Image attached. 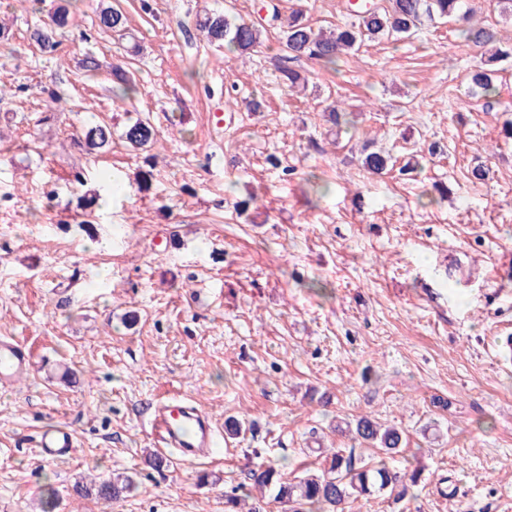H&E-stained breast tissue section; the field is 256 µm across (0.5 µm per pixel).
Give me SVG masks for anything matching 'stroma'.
<instances>
[{"label": "stroma", "instance_id": "35a3bbf8", "mask_svg": "<svg viewBox=\"0 0 512 512\" xmlns=\"http://www.w3.org/2000/svg\"><path fill=\"white\" fill-rule=\"evenodd\" d=\"M56 3L0 0L14 33L0 45V336L31 353L27 375L0 385V512H41L49 495L52 512H224L255 454L289 477L335 448L377 461L334 430L362 416L404 429L392 464L422 477L404 500L376 494L350 512H512V368L494 353L512 332V60L497 66L498 97L473 99L481 49L455 22H427L334 70L299 62L306 85L291 88L276 30L231 58L197 15L255 20L273 3L326 28L350 20L349 0H71L74 24L44 55L30 35ZM104 3L135 41L98 28ZM119 60L136 82L125 102ZM140 116L157 131L148 152L121 137ZM95 121L112 146L92 157ZM367 142L392 156L387 174L362 168ZM478 165L485 181L470 178ZM314 177L330 185L316 201ZM108 181L121 193L85 222L79 196ZM167 393L209 413L214 462H148ZM230 416L249 430L226 437ZM59 423L76 454L41 460L36 436ZM123 476L120 500L93 494ZM112 82L118 84L116 90H113L114 96L120 100L129 98L136 91L135 84L131 80L128 72L120 63H113L111 69ZM112 142V127L95 122L88 126L84 133V144L88 154L98 155L103 149Z\"/></svg>", "mask_w": 512, "mask_h": 512}]
</instances>
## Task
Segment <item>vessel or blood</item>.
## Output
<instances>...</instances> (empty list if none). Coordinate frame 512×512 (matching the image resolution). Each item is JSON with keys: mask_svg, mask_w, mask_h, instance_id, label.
<instances>
[{"mask_svg": "<svg viewBox=\"0 0 512 512\" xmlns=\"http://www.w3.org/2000/svg\"><path fill=\"white\" fill-rule=\"evenodd\" d=\"M29 350L15 340H0V383L12 382L28 371ZM159 451L176 450L183 462L212 458L215 428L211 417L197 404L173 395L160 401L151 423ZM39 455L48 461L72 457L76 452L74 434L69 426L58 424L43 429L37 441Z\"/></svg>", "mask_w": 512, "mask_h": 512, "instance_id": "b4317fda", "label": "vessel or blood"}]
</instances>
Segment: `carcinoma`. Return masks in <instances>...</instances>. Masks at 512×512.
Wrapping results in <instances>:
<instances>
[{
	"instance_id": "carcinoma-1",
	"label": "carcinoma",
	"mask_w": 512,
	"mask_h": 512,
	"mask_svg": "<svg viewBox=\"0 0 512 512\" xmlns=\"http://www.w3.org/2000/svg\"><path fill=\"white\" fill-rule=\"evenodd\" d=\"M456 16L469 19L470 9L466 0H386L382 7L372 6L357 14V20L330 30L315 29L297 13L282 18L278 8H273L267 17L246 20L227 13L210 12L197 19V29L205 34L208 43L223 44L238 55H250L261 46L262 31L273 27L279 30L284 54L281 74L293 85L300 81L299 72L289 63L302 58L315 60L324 66H334L342 54L361 46L367 40L386 39L398 41L414 34L422 20H445ZM72 17L66 4H59L51 16L50 30H34L32 38L42 54L54 53L58 46L57 32L70 28ZM98 26L119 36L126 35L127 19L123 12L112 6L100 10ZM464 42L485 47L497 41L496 33L490 28L471 25L462 29ZM512 58V43L495 48L494 52L468 73L472 87L481 90L487 97L497 92L488 65ZM112 82L117 84L114 96L120 100L130 97L136 91L135 84L120 63L112 64ZM125 142L135 149H144L156 141V132L150 120L138 118L129 123L123 133ZM112 142V127L95 122L84 133V144L88 154H98ZM390 157L378 152L367 154L364 168L372 174L387 170ZM348 431L359 444H367L384 451L373 466H359L353 455L345 454L338 448L325 457L321 466L307 470L299 477L284 476L276 461L267 459L253 465L245 475L244 488L250 486L260 492V498L251 504L250 512H264L262 503L266 493L273 501L286 507V512H345V505L360 497L376 492L388 491L394 499L402 500L410 489L418 486L419 471L413 469L399 473L389 466L387 456L399 451L404 431L382 425L367 416L346 423L336 424V431ZM129 478H115L97 485V495L104 500L121 498L130 490Z\"/></svg>"
}]
</instances>
